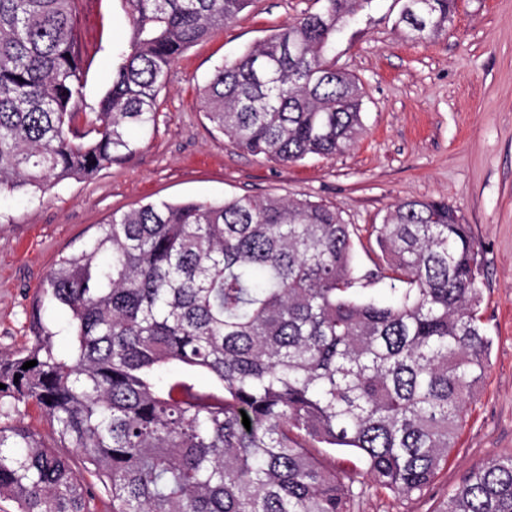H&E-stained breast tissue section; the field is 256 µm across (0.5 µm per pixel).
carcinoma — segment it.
<instances>
[{
  "instance_id": "carcinoma-1",
  "label": "carcinoma",
  "mask_w": 512,
  "mask_h": 512,
  "mask_svg": "<svg viewBox=\"0 0 512 512\" xmlns=\"http://www.w3.org/2000/svg\"><path fill=\"white\" fill-rule=\"evenodd\" d=\"M122 2L127 45L83 113L77 0H0V194L130 159L171 65L251 0ZM323 2L215 69L202 89L214 130L282 164L355 143L362 87L330 53L372 0ZM455 6L404 0L398 24L431 42ZM373 234L389 302L358 287L332 206L243 195L112 214L40 288L70 351L43 327L0 356V499L95 512L73 451L112 512H351L352 476L323 461L336 450L378 487L422 494L488 367L481 251L444 200L401 201ZM31 401L52 446L24 422ZM438 512H512V454L464 474Z\"/></svg>"
}]
</instances>
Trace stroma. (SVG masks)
I'll list each match as a JSON object with an SVG mask.
<instances>
[{
	"label": "stroma",
	"mask_w": 512,
	"mask_h": 512,
	"mask_svg": "<svg viewBox=\"0 0 512 512\" xmlns=\"http://www.w3.org/2000/svg\"><path fill=\"white\" fill-rule=\"evenodd\" d=\"M322 6L253 0L174 62L158 96L156 126L140 135L131 160L43 195H0V353L29 347L36 321L55 331L63 326L60 310L40 304L39 288L112 213L152 200L239 195L325 204L350 224L362 275L384 265L372 227L392 205L445 199L480 247L481 309L492 339L489 369L458 444L421 497L376 489L352 455L325 458L362 484L353 512H439L464 472L512 454V0H461L447 33L432 42L405 38L397 24L403 0H373L333 50L337 67L355 74L365 92L363 132L341 155L282 164L213 130L199 99L211 72ZM79 30L86 80L80 109L93 112L111 83L115 49L129 35L122 0H80Z\"/></svg>",
	"instance_id": "stroma-1"
}]
</instances>
